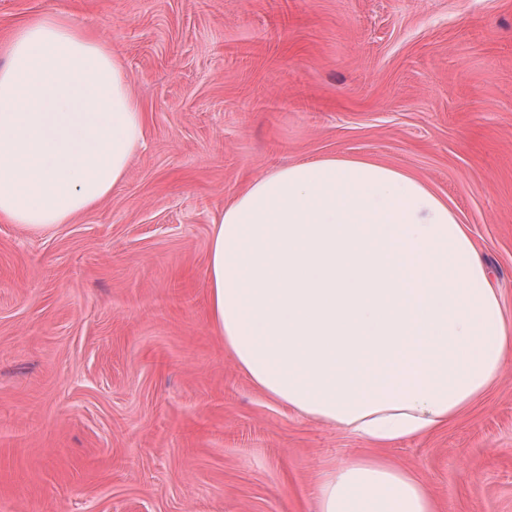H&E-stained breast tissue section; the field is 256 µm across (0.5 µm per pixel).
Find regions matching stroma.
<instances>
[{
  "mask_svg": "<svg viewBox=\"0 0 512 512\" xmlns=\"http://www.w3.org/2000/svg\"><path fill=\"white\" fill-rule=\"evenodd\" d=\"M111 44L145 114L71 223L0 220V512H317L373 455L437 512H512V369L455 422L374 446L255 388L209 321L213 220L250 181L372 157L447 196L512 315V0H0Z\"/></svg>",
  "mask_w": 512,
  "mask_h": 512,
  "instance_id": "1",
  "label": "stroma"
}]
</instances>
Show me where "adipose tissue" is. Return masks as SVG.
I'll return each mask as SVG.
<instances>
[{"label":"adipose tissue","mask_w":512,"mask_h":512,"mask_svg":"<svg viewBox=\"0 0 512 512\" xmlns=\"http://www.w3.org/2000/svg\"><path fill=\"white\" fill-rule=\"evenodd\" d=\"M144 114L120 55L64 14L0 51V216L44 230L125 178ZM209 313L274 401L385 446L458 419L502 379L512 317L445 197L401 168L326 157L253 180L214 221ZM319 512H436L369 456L323 471Z\"/></svg>","instance_id":"ef3b65f1"}]
</instances>
